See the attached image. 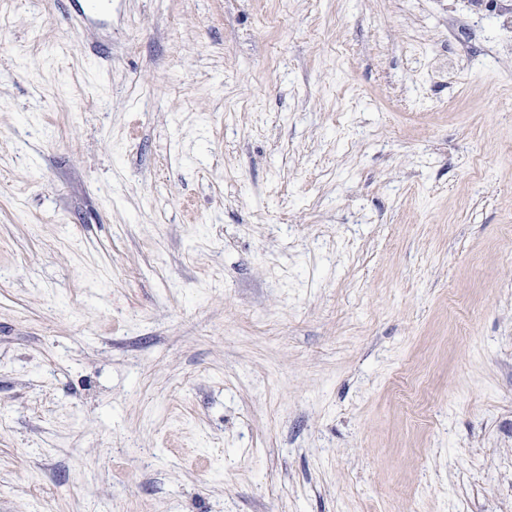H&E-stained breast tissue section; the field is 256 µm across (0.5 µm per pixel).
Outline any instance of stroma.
Listing matches in <instances>:
<instances>
[{
	"label": "stroma",
	"mask_w": 512,
	"mask_h": 512,
	"mask_svg": "<svg viewBox=\"0 0 512 512\" xmlns=\"http://www.w3.org/2000/svg\"><path fill=\"white\" fill-rule=\"evenodd\" d=\"M0 0V512H512V0Z\"/></svg>",
	"instance_id": "35a3bbf8"
}]
</instances>
